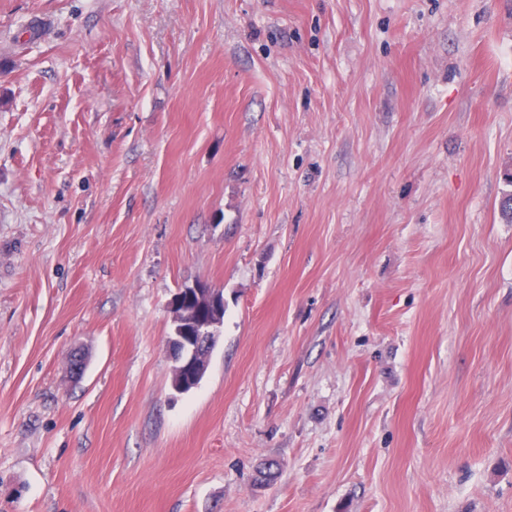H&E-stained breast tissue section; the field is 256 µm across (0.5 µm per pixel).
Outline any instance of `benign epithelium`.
I'll return each instance as SVG.
<instances>
[{"instance_id":"obj_1","label":"benign epithelium","mask_w":512,"mask_h":512,"mask_svg":"<svg viewBox=\"0 0 512 512\" xmlns=\"http://www.w3.org/2000/svg\"><path fill=\"white\" fill-rule=\"evenodd\" d=\"M206 296L214 305L215 312H220L219 304L224 302L223 291L206 284H195L181 289L171 302L172 335L169 336L170 351L178 355H201L211 350L218 339L212 321H202L187 308L193 296Z\"/></svg>"}]
</instances>
